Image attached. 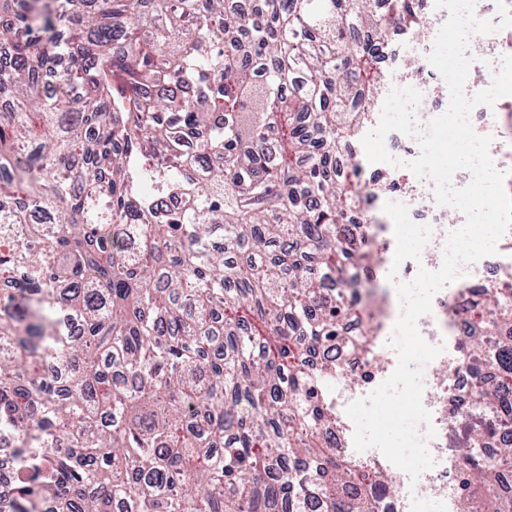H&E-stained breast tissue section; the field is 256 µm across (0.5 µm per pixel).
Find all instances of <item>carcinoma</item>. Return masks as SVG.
<instances>
[{"label": "carcinoma", "mask_w": 512, "mask_h": 512, "mask_svg": "<svg viewBox=\"0 0 512 512\" xmlns=\"http://www.w3.org/2000/svg\"><path fill=\"white\" fill-rule=\"evenodd\" d=\"M378 2L0 0V512H383L393 479L332 452L354 379L306 360L376 356L343 334L379 315L355 144L385 35L423 27ZM469 292L452 497L512 512V446L482 452L512 423V293ZM0 486L5 487L15 470L16 451L11 440L0 442Z\"/></svg>", "instance_id": "obj_1"}]
</instances>
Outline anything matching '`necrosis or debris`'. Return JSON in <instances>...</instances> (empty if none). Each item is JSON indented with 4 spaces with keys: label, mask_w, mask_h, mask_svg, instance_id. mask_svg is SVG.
<instances>
[{
    "label": "necrosis or debris",
    "mask_w": 512,
    "mask_h": 512,
    "mask_svg": "<svg viewBox=\"0 0 512 512\" xmlns=\"http://www.w3.org/2000/svg\"><path fill=\"white\" fill-rule=\"evenodd\" d=\"M432 47V42L423 35L405 45L391 42L388 43L381 59L384 69L392 76V86H411L421 92L422 100L417 108V117L423 124L442 114L449 102L445 81L428 61ZM405 54L414 59L417 65L414 75L407 78L399 74L400 58ZM400 172V167L391 165L387 169L377 171L374 179L384 184L388 200L408 207L414 222L429 224L434 228V233L423 249L420 260H408L398 270V281L408 282L414 279L419 268L423 267L430 271L440 268L446 237L450 231L463 225L464 216L453 207L436 204L434 183L430 179L411 176L407 179V189L393 187L391 177ZM462 272V282L474 286L502 287L512 282V264L505 263L502 254L499 253L463 265ZM469 305L470 295L464 292L461 293L456 307H449L448 291L440 289L433 297L431 312L418 321L420 335L432 345L445 342L446 336L441 328L440 318L450 311L455 314L454 329L458 335H466L470 330ZM344 363L346 372L355 374L361 383V388L357 391L349 389L344 384H337L336 396L341 404L346 406L367 397L380 385L381 380L374 363L367 356L352 355L346 357ZM423 383L422 401L430 413V422L420 425L419 430L423 433L430 429L435 432L434 437H429L427 441L435 465L421 473L415 481L410 480L406 473L398 474L397 479L403 492L397 505L391 506L390 512H411L412 499L416 496L448 501L449 490L457 480L456 471L448 467V422L452 419H462L467 415L466 405L473 388L472 376L458 362L437 357L425 365Z\"/></svg>",
    "instance_id": "necrosis-or-debris-1"
}]
</instances>
